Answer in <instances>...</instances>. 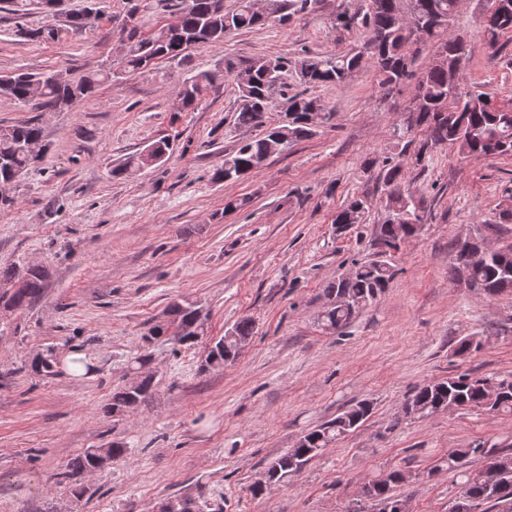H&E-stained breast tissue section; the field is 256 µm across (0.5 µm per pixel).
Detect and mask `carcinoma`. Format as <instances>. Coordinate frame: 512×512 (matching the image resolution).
<instances>
[{
    "label": "carcinoma",
    "instance_id": "cac0c4a2",
    "mask_svg": "<svg viewBox=\"0 0 512 512\" xmlns=\"http://www.w3.org/2000/svg\"><path fill=\"white\" fill-rule=\"evenodd\" d=\"M165 7L180 14L177 27H161L147 36L137 28V6L126 12L124 30L127 31L125 48L119 71L100 69L80 76H63L52 80L47 75L14 73L0 75V83L7 84L6 94L35 108L71 107L89 98L101 82L121 75L141 73L150 57L183 60L182 45L202 40L207 45L224 42L225 22L232 31H242L263 26L269 22L283 23L292 15L313 8L317 0H268L265 15L254 10L252 0H236L232 9L224 10V0H160ZM491 6L482 24V36L494 46L499 37L512 32V2L503 10L490 0ZM456 0H354V8L336 16L335 27L349 30L356 26L369 33L366 42L345 53L307 54L294 60L284 57H257L244 62L224 61L225 72L235 74L239 91V105L235 112V124L243 128H265L258 138L246 139L229 153L213 173L216 182H236L260 170L258 163L283 151L288 145L312 136L317 125L309 121L314 113L324 112L320 100L306 95V91L294 95L284 93L285 79L293 77L301 86L337 85L359 69L363 61L374 63L383 87H396L408 78H417L416 93L422 97L424 107L416 116L414 127L396 126L393 130L396 152L382 159H371L368 166L379 165V177L384 186L385 221L376 228V239L383 241L386 251L378 257L358 262L348 277H340L324 288L326 298L340 294L352 300L353 306L337 305L323 312L325 327H347L354 316L373 303L389 287L395 275L386 254L398 249L400 243L415 235L421 228L424 201L411 193H401L406 183L409 166H420L437 145L446 144L458 149L466 157L512 155V105H499L487 93L470 90L448 94V72L433 65L420 73L407 67L412 56L411 45L425 39H438V49L449 62L457 59L458 39L447 34V28L439 25L436 18L452 19ZM100 14V0H87L78 13L68 16L64 27L38 29L23 32L31 40L58 41L70 32H81ZM218 73L205 72L185 79L176 111L182 112L196 104L214 87ZM271 112L290 113L288 121L267 125ZM420 130L423 138L414 137ZM42 140V128L38 120L0 127V182L20 178L39 159L31 155L28 144ZM147 166L143 153L127 158L113 174L121 175L132 168ZM366 201L353 196L336 212L334 224L339 231L351 224L361 223ZM512 223V204L504 203L495 219L477 227L475 236L497 231L501 224ZM470 280L483 287L485 294L497 296L512 292V246L499 248L489 259L471 269ZM47 271L38 266L26 268H0V302L11 308H19L35 301L44 288ZM170 320L154 326L147 344L172 335L178 330L181 345L196 342V331L203 325L199 309L188 304L175 303L169 308ZM255 325L249 319L235 323L224 336L212 343L210 354L216 365L233 362L241 351V344L255 334ZM57 361L53 351L35 358L30 370L37 375H54ZM154 376L148 375L139 389L120 388L112 393L108 412L117 415L141 402L153 387ZM415 419H427L444 411L455 402L466 409H482L488 412L512 416V375L472 376L468 373L451 376L427 383L414 391L409 398ZM371 411L367 401L358 402L335 418L309 430L304 435L305 444L291 448L269 465L279 483L292 470L304 468L324 448L338 441L363 423ZM101 454L99 448H89L73 457L62 472V478L74 483L72 493L83 496L87 489L78 478L92 471ZM497 455L512 461V448H487L471 444L456 449L445 461L448 471L459 479V497L450 512H512V467L498 470L487 479L475 481L469 470L470 459H484ZM401 472L394 470L381 473L367 482V493L380 500H398L396 489L402 480Z\"/></svg>",
    "mask_w": 512,
    "mask_h": 512
}]
</instances>
